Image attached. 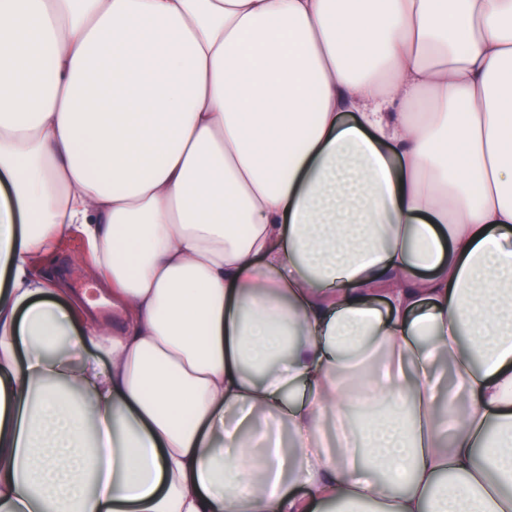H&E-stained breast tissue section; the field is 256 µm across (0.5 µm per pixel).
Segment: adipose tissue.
<instances>
[{
	"instance_id": "1",
	"label": "adipose tissue",
	"mask_w": 512,
	"mask_h": 512,
	"mask_svg": "<svg viewBox=\"0 0 512 512\" xmlns=\"http://www.w3.org/2000/svg\"><path fill=\"white\" fill-rule=\"evenodd\" d=\"M509 229L512 0H0V512H512ZM35 269L45 276H54L57 271H62L66 288L80 301L85 297L100 299V285L90 274L85 246L78 238H61L55 253L47 259H39Z\"/></svg>"
}]
</instances>
